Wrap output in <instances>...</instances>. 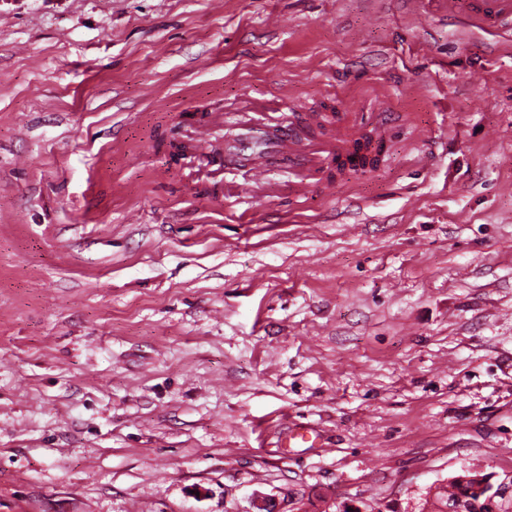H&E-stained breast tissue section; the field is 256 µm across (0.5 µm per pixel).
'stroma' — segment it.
Masks as SVG:
<instances>
[{
    "instance_id": "obj_1",
    "label": "stroma",
    "mask_w": 512,
    "mask_h": 512,
    "mask_svg": "<svg viewBox=\"0 0 512 512\" xmlns=\"http://www.w3.org/2000/svg\"><path fill=\"white\" fill-rule=\"evenodd\" d=\"M217 110L385 157L297 204L196 144ZM471 464L512 472V32L0 0V512H418Z\"/></svg>"
}]
</instances>
